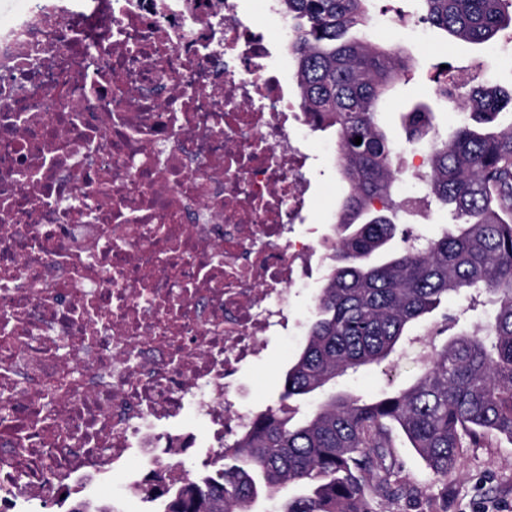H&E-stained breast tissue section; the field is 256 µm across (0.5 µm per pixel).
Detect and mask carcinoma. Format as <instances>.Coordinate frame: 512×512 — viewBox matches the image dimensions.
I'll return each instance as SVG.
<instances>
[{
    "label": "carcinoma",
    "mask_w": 512,
    "mask_h": 512,
    "mask_svg": "<svg viewBox=\"0 0 512 512\" xmlns=\"http://www.w3.org/2000/svg\"><path fill=\"white\" fill-rule=\"evenodd\" d=\"M292 23L288 48L311 131L336 139L345 185L341 233L319 288L305 344L284 374L280 405L257 413L212 469L175 485L147 479L140 491L162 512H252L256 500L289 484L279 512H374L377 496L419 493L395 487L393 430L399 429L435 477L458 469L461 448L487 437L512 442V92L458 83L468 118L429 147L424 204L450 214L442 233L402 232L396 250V148L378 104L412 66L411 55L361 34L371 0H280ZM420 21L472 46H489L512 27V0H420ZM433 112L405 114L409 138L428 133ZM362 138L359 145L355 138ZM381 202L376 208L374 202ZM464 290L486 292L493 317L472 330L444 315L448 340L434 348L408 386L365 398L336 381L388 359L408 329ZM319 397L296 421L289 402Z\"/></svg>",
    "instance_id": "cac0c4a2"
}]
</instances>
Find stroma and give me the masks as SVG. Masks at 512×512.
<instances>
[{
	"label": "stroma",
	"instance_id": "stroma-1",
	"mask_svg": "<svg viewBox=\"0 0 512 512\" xmlns=\"http://www.w3.org/2000/svg\"><path fill=\"white\" fill-rule=\"evenodd\" d=\"M419 8L418 0H373L372 21L367 30L376 41L401 46L414 59L410 80L396 82L383 108L384 127L408 160L428 152L429 143L425 140L416 144L408 142L402 114L414 103H432L436 90L434 77L440 63L474 64L480 67L487 82L504 88L512 86V70L501 68L490 49L447 39L441 31L432 28L427 31V41L418 45L393 29L396 10L412 13ZM310 141L327 146L315 173L319 191L314 202V215L320 218L323 233L331 235L335 232L332 220L344 190L334 155L329 150L335 138L328 132L316 133L311 135ZM456 308V301H448L428 320L412 327L393 356L348 380L346 390L370 396L409 385L421 373L432 346L442 345L447 340L444 315L455 312ZM303 344L304 338L300 335L269 337L265 359L242 377L238 391L241 405L255 413L277 406L288 362L301 351ZM396 454L399 462L397 482L419 485L423 493L416 498L379 500L375 505L376 512H512L511 441L495 439L463 449L459 470L442 480L432 477L413 449L401 444L397 446Z\"/></svg>",
	"mask_w": 512,
	"mask_h": 512
}]
</instances>
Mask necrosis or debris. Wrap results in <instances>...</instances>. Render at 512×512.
I'll use <instances>...</instances> for the list:
<instances>
[{"instance_id":"4bbe7bcc","label":"necrosis or debris","mask_w":512,"mask_h":512,"mask_svg":"<svg viewBox=\"0 0 512 512\" xmlns=\"http://www.w3.org/2000/svg\"><path fill=\"white\" fill-rule=\"evenodd\" d=\"M26 0L0 22V506L120 501L236 443L225 391L287 332L309 119L274 0Z\"/></svg>"}]
</instances>
